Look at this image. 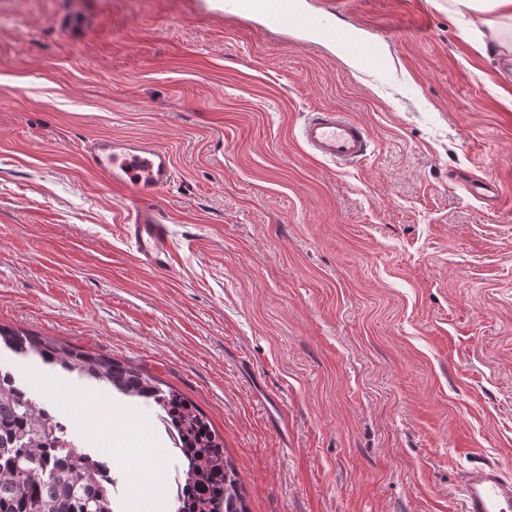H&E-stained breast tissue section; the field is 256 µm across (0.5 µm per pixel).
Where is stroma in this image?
<instances>
[{
	"mask_svg": "<svg viewBox=\"0 0 512 512\" xmlns=\"http://www.w3.org/2000/svg\"><path fill=\"white\" fill-rule=\"evenodd\" d=\"M297 2L384 71L219 0H0V323L191 399L251 512H460L472 462L512 471V54L477 51L498 16L453 0ZM323 108L369 129L368 157L311 155ZM101 136L170 153L169 271L139 264L128 197L84 161ZM0 364L90 451L109 433L74 422L84 393L169 446L156 404Z\"/></svg>",
	"mask_w": 512,
	"mask_h": 512,
	"instance_id": "stroma-1",
	"label": "stroma"
}]
</instances>
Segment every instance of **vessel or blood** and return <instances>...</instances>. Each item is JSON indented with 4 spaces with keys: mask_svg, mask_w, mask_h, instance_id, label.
Masks as SVG:
<instances>
[{
    "mask_svg": "<svg viewBox=\"0 0 512 512\" xmlns=\"http://www.w3.org/2000/svg\"><path fill=\"white\" fill-rule=\"evenodd\" d=\"M223 9L229 14L257 16L272 29L301 28L320 40L343 42L363 67L374 71L384 67L378 44L346 37L323 16L299 12L292 0H225ZM300 137L314 157L334 164L360 162L372 143L362 123L331 109L310 113L300 128ZM85 155L109 185L132 201L124 231L140 264L160 272L170 270L173 250L169 229L155 207L157 197L174 178L170 154L143 139L102 137L88 142ZM460 496L462 512H512V472L494 462H480L465 475Z\"/></svg>",
    "mask_w": 512,
    "mask_h": 512,
    "instance_id": "obj_1",
    "label": "vessel or blood"
}]
</instances>
